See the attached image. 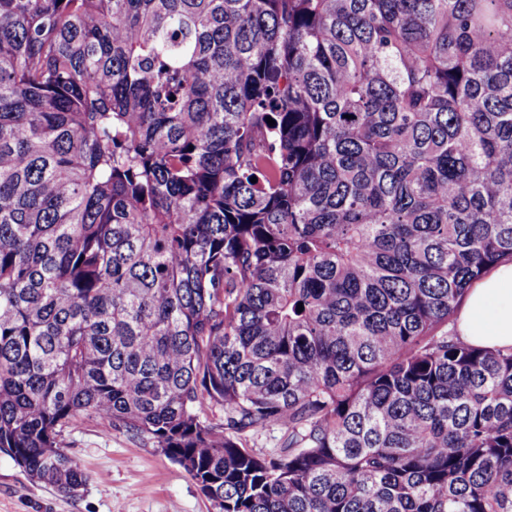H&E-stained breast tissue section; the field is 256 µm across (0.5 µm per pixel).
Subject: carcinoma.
<instances>
[{"mask_svg":"<svg viewBox=\"0 0 512 512\" xmlns=\"http://www.w3.org/2000/svg\"><path fill=\"white\" fill-rule=\"evenodd\" d=\"M510 42L512 0H0V453L71 496L91 417L221 512H512V350L448 330L512 260Z\"/></svg>","mask_w":512,"mask_h":512,"instance_id":"obj_1","label":"carcinoma"}]
</instances>
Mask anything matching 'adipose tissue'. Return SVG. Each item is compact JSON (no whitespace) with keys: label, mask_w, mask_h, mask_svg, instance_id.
Instances as JSON below:
<instances>
[{"label":"adipose tissue","mask_w":512,"mask_h":512,"mask_svg":"<svg viewBox=\"0 0 512 512\" xmlns=\"http://www.w3.org/2000/svg\"><path fill=\"white\" fill-rule=\"evenodd\" d=\"M454 328L470 345L512 349V261L495 265L468 290Z\"/></svg>","instance_id":"1"}]
</instances>
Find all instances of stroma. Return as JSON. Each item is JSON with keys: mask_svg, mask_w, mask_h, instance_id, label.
Listing matches in <instances>:
<instances>
[{"mask_svg": "<svg viewBox=\"0 0 512 512\" xmlns=\"http://www.w3.org/2000/svg\"><path fill=\"white\" fill-rule=\"evenodd\" d=\"M62 446L85 472V486L61 496L0 454V512H219L149 439L87 418L64 432Z\"/></svg>", "mask_w": 512, "mask_h": 512, "instance_id": "1", "label": "stroma"}]
</instances>
